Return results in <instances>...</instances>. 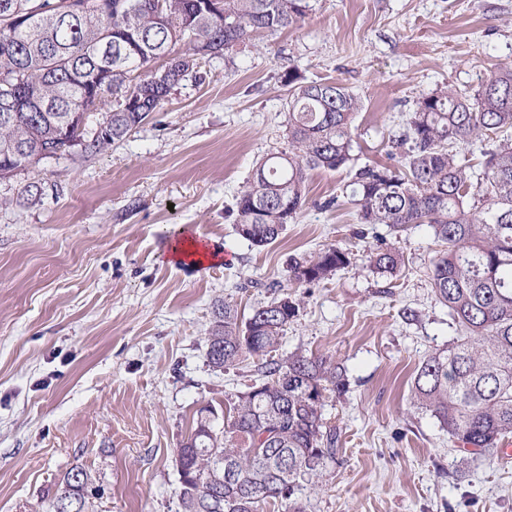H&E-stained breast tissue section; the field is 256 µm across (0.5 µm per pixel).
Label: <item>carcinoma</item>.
Instances as JSON below:
<instances>
[{"mask_svg": "<svg viewBox=\"0 0 512 512\" xmlns=\"http://www.w3.org/2000/svg\"><path fill=\"white\" fill-rule=\"evenodd\" d=\"M0 0V179L29 171L24 149L54 158L75 148L99 152L159 111L171 89L205 59L222 57L258 31L298 23L307 0ZM32 8L26 24L9 6ZM161 58L167 65H149ZM144 76L131 79L135 72ZM288 150L271 155L236 197L235 228L256 247L275 243L306 203L310 172L349 166L353 121L360 108L348 88L298 81L288 74ZM92 117L99 133L85 138ZM497 139L483 175L450 151L473 139ZM411 152L401 168L363 166L343 193L361 224L398 235L426 224L442 249L429 277L459 336L418 367L413 393L448 436L486 451L512 435V68L488 74L474 94L445 86L422 98L407 120ZM379 274L397 275L402 255L368 256ZM350 263L327 246L294 261L289 285L330 279ZM288 294L245 320L224 301L208 332L207 360L216 371L252 358L259 381L237 395L224 429L198 414L177 449L182 512H302L293 496L336 459V428L323 415L326 393L347 392L346 370L307 351L279 354L297 317ZM237 475L224 476V462ZM92 476L72 469L45 512H89Z\"/></svg>", "mask_w": 512, "mask_h": 512, "instance_id": "carcinoma-1", "label": "carcinoma"}]
</instances>
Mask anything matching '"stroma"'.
<instances>
[{"mask_svg": "<svg viewBox=\"0 0 512 512\" xmlns=\"http://www.w3.org/2000/svg\"><path fill=\"white\" fill-rule=\"evenodd\" d=\"M291 28L255 34L203 62L159 112L89 157L64 155L0 181V512H39L73 468L101 494L93 512H181L176 452L201 409L223 417L253 361L213 371L215 301L239 314L279 295L293 259L335 245L349 265L292 288L282 349L332 357L348 391L327 395L336 461L295 497L306 512H512V458L463 450L413 400L417 368L458 331L428 278L431 228L401 236L358 223L349 170L312 171L306 204L278 241L235 231L256 165L287 150L286 71L360 101L353 163L398 166L424 95L471 94L512 66V0H307ZM47 194L21 202L32 178ZM183 228L220 251L202 267L167 260ZM403 254L397 277L367 256Z\"/></svg>", "mask_w": 512, "mask_h": 512, "instance_id": "35a3bbf8", "label": "stroma"}]
</instances>
